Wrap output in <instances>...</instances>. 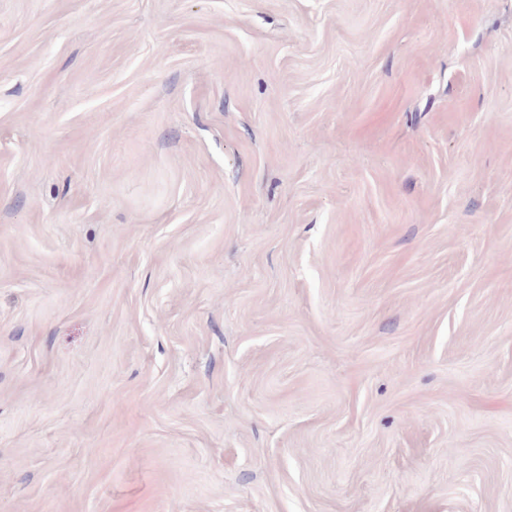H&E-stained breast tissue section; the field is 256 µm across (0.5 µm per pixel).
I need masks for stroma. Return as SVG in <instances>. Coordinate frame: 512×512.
Here are the masks:
<instances>
[{"label":"stroma","instance_id":"obj_1","mask_svg":"<svg viewBox=\"0 0 512 512\" xmlns=\"http://www.w3.org/2000/svg\"><path fill=\"white\" fill-rule=\"evenodd\" d=\"M0 512H512V0H0Z\"/></svg>","mask_w":512,"mask_h":512}]
</instances>
